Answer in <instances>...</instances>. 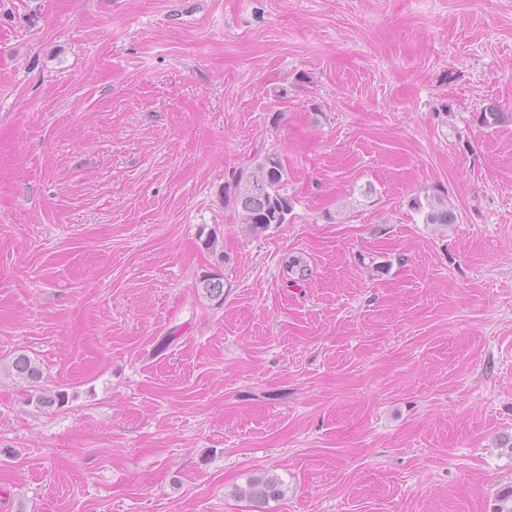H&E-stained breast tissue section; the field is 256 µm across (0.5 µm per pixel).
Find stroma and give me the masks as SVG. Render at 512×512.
Segmentation results:
<instances>
[{
    "label": "stroma",
    "mask_w": 512,
    "mask_h": 512,
    "mask_svg": "<svg viewBox=\"0 0 512 512\" xmlns=\"http://www.w3.org/2000/svg\"><path fill=\"white\" fill-rule=\"evenodd\" d=\"M266 152L293 210L253 234L232 173ZM511 485L512 0H0V512ZM411 207L423 216V222L427 224H452L456 216L448 209L445 202V192L436 190L432 195H426L424 200L416 196L411 200ZM11 371L21 382L29 384V387H39L36 384L42 380L40 366L26 354H19L12 360ZM280 480L276 477L259 479L249 484L248 494L257 502H264L281 495Z\"/></svg>",
    "instance_id": "35a3bbf8"
}]
</instances>
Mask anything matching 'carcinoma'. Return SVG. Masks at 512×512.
<instances>
[{"instance_id":"1","label":"carcinoma","mask_w":512,"mask_h":512,"mask_svg":"<svg viewBox=\"0 0 512 512\" xmlns=\"http://www.w3.org/2000/svg\"><path fill=\"white\" fill-rule=\"evenodd\" d=\"M288 172L276 153L258 156L245 167L233 174L234 204L240 223L253 232L267 230L273 224L288 223L292 209L291 198L286 186ZM411 207L423 216L425 224H452L456 216L448 209L445 192L411 200ZM11 371L17 379L34 387L42 380V370L34 359L26 354L16 356ZM69 401L63 390L41 389L36 404L52 408L62 407ZM248 494L257 502H264L281 495L280 480L276 477L259 479L249 484Z\"/></svg>"}]
</instances>
